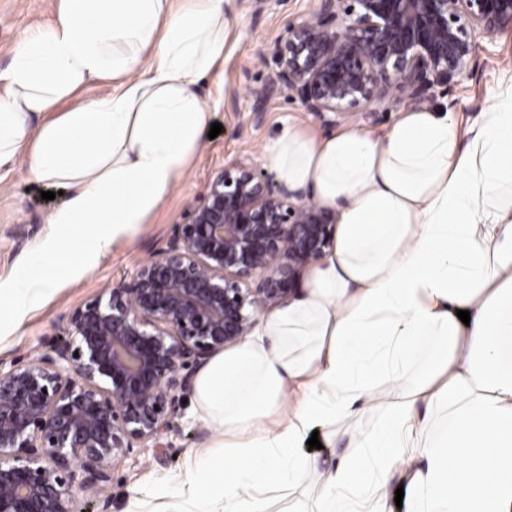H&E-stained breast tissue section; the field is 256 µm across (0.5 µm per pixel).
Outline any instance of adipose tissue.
<instances>
[{
    "instance_id": "obj_1",
    "label": "adipose tissue",
    "mask_w": 512,
    "mask_h": 512,
    "mask_svg": "<svg viewBox=\"0 0 512 512\" xmlns=\"http://www.w3.org/2000/svg\"><path fill=\"white\" fill-rule=\"evenodd\" d=\"M223 62L224 0H55L25 32L0 71V166L25 159L68 198L0 282L1 334L140 234L204 145L200 86ZM97 81L111 92L82 100ZM263 157L335 211V240L303 292L199 370L212 448L163 488L169 512H266L310 473L308 512H391L398 475L405 512H512V89L466 144L420 108L382 137L288 125ZM356 413L376 422L335 465L302 453Z\"/></svg>"
}]
</instances>
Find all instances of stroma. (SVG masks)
<instances>
[{"mask_svg": "<svg viewBox=\"0 0 512 512\" xmlns=\"http://www.w3.org/2000/svg\"><path fill=\"white\" fill-rule=\"evenodd\" d=\"M316 5V0H270L264 6L258 0H224V63L200 87L213 122L222 126L221 133L205 141L165 205L135 239L117 242L89 273L61 282L45 305L30 314L15 332L0 334V366L10 367L40 347L57 332L64 317L102 288L130 278L152 252L164 247L173 225L181 223L187 205L206 191L213 175L245 155L256 165H263L264 145L284 125H301L318 138L344 128L381 136L393 127L402 107L374 115L358 113L327 125L307 112L291 92L256 100L255 89L267 83L276 70L272 56L276 39ZM53 11L54 0H0V71L9 65L22 32L29 26L48 23ZM509 87L512 33L505 32L482 41L474 73L460 78L450 97H437L432 106L448 110L466 142L478 129L483 112ZM43 188V183L26 173L22 163L0 167V281L9 279L18 258L50 231L48 216L63 199H42ZM193 407V402H186L179 412L177 430L169 436L168 447L138 449L114 468L110 512H163L166 501L160 496L161 487L179 480L188 458L211 441L209 429L194 417ZM371 425L367 415L338 422L337 436L319 433L321 446L310 451V458L320 467H327L347 448L349 430H366Z\"/></svg>", "mask_w": 512, "mask_h": 512, "instance_id": "stroma-1", "label": "stroma"}]
</instances>
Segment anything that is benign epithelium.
Here are the masks:
<instances>
[{
  "mask_svg": "<svg viewBox=\"0 0 512 512\" xmlns=\"http://www.w3.org/2000/svg\"><path fill=\"white\" fill-rule=\"evenodd\" d=\"M275 44L256 92L288 89L335 123L419 107L472 73L480 38L512 31V0H317ZM333 212L224 166L166 246L76 308L60 337L0 368V512H107L112 469L161 448L195 371L288 298L287 279L333 243Z\"/></svg>",
  "mask_w": 512,
  "mask_h": 512,
  "instance_id": "benign-epithelium-1",
  "label": "benign epithelium"
}]
</instances>
